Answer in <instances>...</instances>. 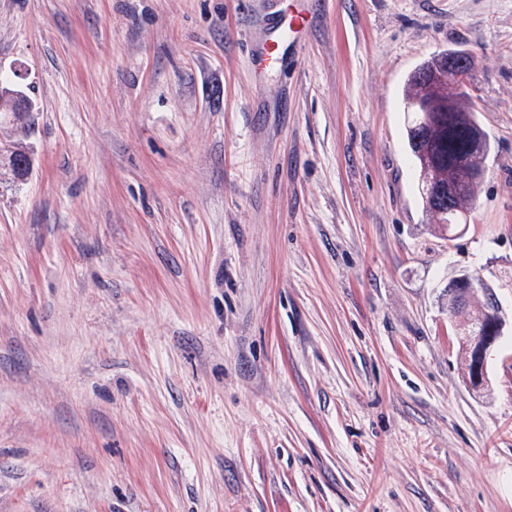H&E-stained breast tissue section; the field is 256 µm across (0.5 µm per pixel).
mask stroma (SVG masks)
Here are the masks:
<instances>
[{
    "mask_svg": "<svg viewBox=\"0 0 512 512\" xmlns=\"http://www.w3.org/2000/svg\"><path fill=\"white\" fill-rule=\"evenodd\" d=\"M288 3L0 0V512H512V0H311L259 69ZM446 49L491 144L451 238L402 98ZM312 17L307 11L293 12L288 22L278 17L273 20L270 28L280 32L285 43V49L278 45L264 43L254 49L253 60L256 66L263 69H281L288 67L293 60H298L305 47L304 35L311 28ZM469 305L471 307V326L479 327L484 311L487 314V321L482 330H478L476 336L471 340L469 347V363L472 364V375L468 379L471 388L477 389L484 384V374L486 372L485 359L488 350L497 342L502 334V320L494 303L483 295L472 296L463 302H459L457 297L448 293V311L455 312L460 306ZM488 306V308H487ZM463 360V375L470 374V364Z\"/></svg>",
    "mask_w": 512,
    "mask_h": 512,
    "instance_id": "obj_1",
    "label": "stroma"
}]
</instances>
